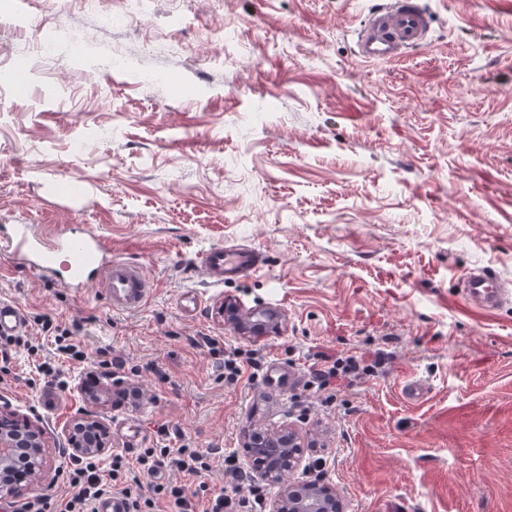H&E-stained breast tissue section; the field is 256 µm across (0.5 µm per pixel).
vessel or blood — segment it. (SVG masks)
I'll return each mask as SVG.
<instances>
[{
	"label": "vessel or blood",
	"mask_w": 512,
	"mask_h": 512,
	"mask_svg": "<svg viewBox=\"0 0 512 512\" xmlns=\"http://www.w3.org/2000/svg\"><path fill=\"white\" fill-rule=\"evenodd\" d=\"M430 32V17L420 0H384L370 11L357 38V55L368 63L388 62L404 51L424 43ZM0 249L23 266L79 291L101 287L112 310L139 311L146 303L152 283L140 265L115 259L106 240L93 228L72 231L60 226L35 231L27 220L0 226ZM261 266L258 253L249 247L216 245L200 257L199 272L211 284L243 277ZM464 290L486 307L496 308L512 297V289L495 273L469 272ZM28 329V317L19 305L0 302V337L19 336Z\"/></svg>",
	"instance_id": "b4317fda"
}]
</instances>
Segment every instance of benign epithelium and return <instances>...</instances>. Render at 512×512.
<instances>
[{"label":"benign epithelium","mask_w":512,"mask_h":512,"mask_svg":"<svg viewBox=\"0 0 512 512\" xmlns=\"http://www.w3.org/2000/svg\"><path fill=\"white\" fill-rule=\"evenodd\" d=\"M231 323L255 332L277 331L280 316L267 311L245 313L236 309ZM73 427L80 431V437L69 438L73 456H99L105 452L107 427L102 416L84 414L74 420ZM247 447L251 448L260 475L279 486L270 512H342L340 496L334 488L285 479V473L296 468L302 453L301 440L293 430H258L250 436ZM44 448L41 428L19 419L8 406H0V498L15 497L21 492V484L14 481L18 455H24L28 463L29 481L42 476Z\"/></svg>","instance_id":"benign-epithelium-1"}]
</instances>
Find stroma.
<instances>
[{
  "label": "stroma",
  "mask_w": 512,
  "mask_h": 512,
  "mask_svg": "<svg viewBox=\"0 0 512 512\" xmlns=\"http://www.w3.org/2000/svg\"><path fill=\"white\" fill-rule=\"evenodd\" d=\"M377 2L152 0L156 25L111 35L78 0H0V225H88L153 283L140 311L115 312L0 250V300L29 317L0 339V404L47 441L31 494L69 492L68 428L92 411L105 466L186 444L236 452L262 483L247 438L289 427L306 443L290 480L321 461L345 512H512V302L484 311L461 288L476 267L512 283V0H425L426 42L363 63L354 32ZM220 24L237 45L207 37ZM44 38L53 57L33 60ZM234 244L262 270L201 282L200 253ZM232 304L276 311L279 330L239 332ZM233 348L264 363L230 385ZM317 351L386 360L328 405L307 385ZM90 375L138 388L139 405L84 401ZM155 480L193 493L195 512L232 491L218 461Z\"/></svg>",
  "instance_id": "35a3bbf8"
}]
</instances>
